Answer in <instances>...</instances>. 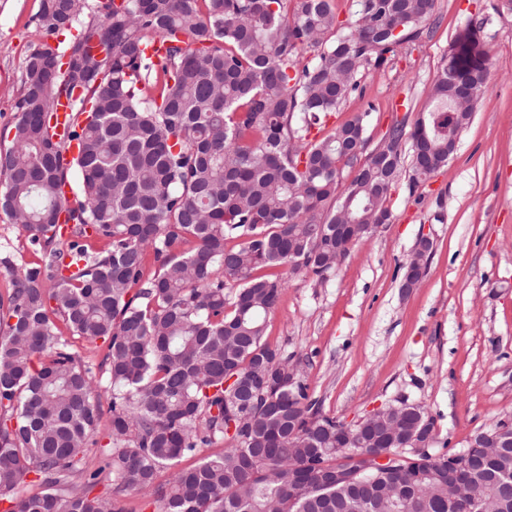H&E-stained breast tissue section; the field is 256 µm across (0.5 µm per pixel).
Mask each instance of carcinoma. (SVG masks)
<instances>
[{
  "instance_id": "carcinoma-1",
  "label": "carcinoma",
  "mask_w": 512,
  "mask_h": 512,
  "mask_svg": "<svg viewBox=\"0 0 512 512\" xmlns=\"http://www.w3.org/2000/svg\"><path fill=\"white\" fill-rule=\"evenodd\" d=\"M354 6L345 33L335 0H42L18 120L0 146V211L27 223L42 253L21 267L0 257L13 284L0 302V512H125L130 493L152 512H387L382 492L393 484L403 490L396 512H481L488 501L512 512V446L491 458L465 448L472 494L450 504L448 454L400 448L406 433L436 442L422 406L377 418L383 442L342 444L348 423L311 398L300 362L264 341L285 285L267 270L334 271L369 235L336 234L345 203L356 223H376L389 211L402 141L424 138L413 188L448 164L487 89L491 56L468 26L419 131L396 123L365 159L367 112L314 134L432 16V0ZM70 28L69 66L42 94L38 59L59 58L47 39ZM148 32L163 48L156 58ZM77 90L79 153L67 161L50 121ZM73 168L80 188L63 241L59 189ZM59 321L106 344L107 381ZM103 392L111 419L101 445ZM365 453H387L390 465L368 470ZM164 469L170 478L158 485ZM103 481L112 495L92 494ZM22 485L30 490L20 495Z\"/></svg>"
}]
</instances>
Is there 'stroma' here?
Segmentation results:
<instances>
[{
	"label": "stroma",
	"mask_w": 512,
	"mask_h": 512,
	"mask_svg": "<svg viewBox=\"0 0 512 512\" xmlns=\"http://www.w3.org/2000/svg\"><path fill=\"white\" fill-rule=\"evenodd\" d=\"M41 0H0V143L9 144L24 62ZM480 29L495 64L488 89L447 166L409 188L413 150L401 146L391 216L355 244L335 272L286 276L266 318V341L300 359L326 413L354 422L399 401L433 416L435 450L456 453L512 416V0H435L422 37L381 69L364 96L328 117L336 125L373 102L375 149L399 121L414 126L466 25ZM433 250L419 285L401 286L419 237ZM0 252L16 265L40 252L0 212Z\"/></svg>",
	"instance_id": "1"
}]
</instances>
